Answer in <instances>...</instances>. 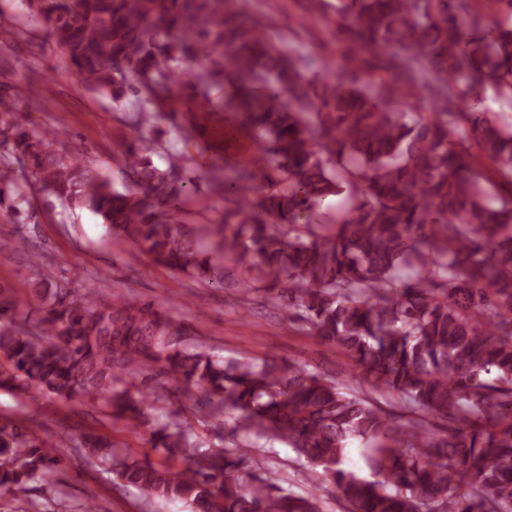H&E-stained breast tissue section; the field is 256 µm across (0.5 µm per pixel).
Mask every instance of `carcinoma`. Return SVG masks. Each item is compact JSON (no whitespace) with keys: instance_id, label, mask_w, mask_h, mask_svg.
Here are the masks:
<instances>
[{"instance_id":"obj_1","label":"carcinoma","mask_w":512,"mask_h":512,"mask_svg":"<svg viewBox=\"0 0 512 512\" xmlns=\"http://www.w3.org/2000/svg\"><path fill=\"white\" fill-rule=\"evenodd\" d=\"M21 3L85 87L137 108L120 141V190L80 150L52 149L65 131L31 127L15 107L25 86L0 95V211L19 213L39 185L160 265L222 282L231 264L243 287L345 353L367 392L274 358L226 361L188 346L151 303H103L56 280L35 289L44 317L33 333L0 284L1 390L103 399L128 431L149 430L153 449L183 463L136 458L102 434L51 439L7 421L0 491L26 496L52 482L74 447L123 486L189 512H321L316 495L287 491L238 449L200 442L193 422L230 419L233 433L281 442L320 470L348 512H512V200L494 196L488 171L457 148L476 143L512 183V131L480 107L487 86L512 89V29L472 36L485 23L461 14V0H306L311 13L333 10L339 37L392 77L368 84L346 67L308 74L307 56L247 0ZM400 82L432 110L398 108ZM213 87L249 159L212 164L202 190L187 154L154 165L148 132L170 101ZM331 195L344 196L343 213L314 223ZM214 196L220 222L187 229L185 207L206 211ZM153 374L191 404L151 425L144 407L162 396L143 387ZM380 397L420 421L396 425ZM428 417L452 427L436 433ZM353 439L369 451L372 480L346 465Z\"/></svg>"}]
</instances>
